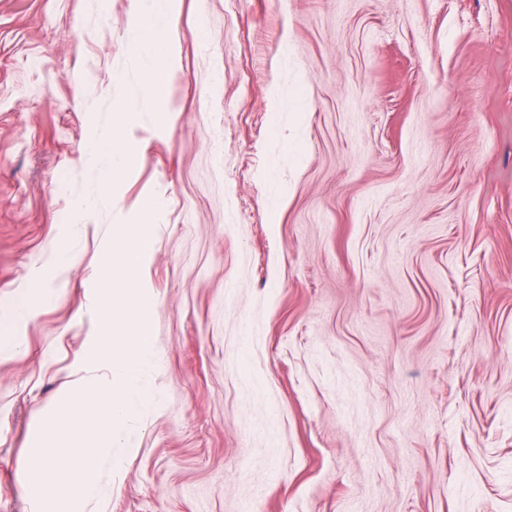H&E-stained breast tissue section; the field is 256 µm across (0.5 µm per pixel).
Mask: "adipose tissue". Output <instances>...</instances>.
Wrapping results in <instances>:
<instances>
[{
	"label": "adipose tissue",
	"instance_id": "obj_1",
	"mask_svg": "<svg viewBox=\"0 0 512 512\" xmlns=\"http://www.w3.org/2000/svg\"><path fill=\"white\" fill-rule=\"evenodd\" d=\"M175 7L176 0H139L131 23L129 51L140 66L143 88L156 96L161 93L169 69ZM138 119L139 114L132 107H118L113 113L111 133L96 134L89 140L86 158L108 161L100 172L101 198H111L113 184L123 177L134 158L125 133L137 124Z\"/></svg>",
	"mask_w": 512,
	"mask_h": 512
}]
</instances>
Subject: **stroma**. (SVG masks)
Here are the masks:
<instances>
[{"mask_svg":"<svg viewBox=\"0 0 512 512\" xmlns=\"http://www.w3.org/2000/svg\"><path fill=\"white\" fill-rule=\"evenodd\" d=\"M136 8L0 0V512L104 377L101 252L152 199L156 402L73 512H512V0H179L163 114ZM138 119L139 113L132 107H117L113 112L112 133L95 134L88 141L85 157L89 161L108 159L107 166L100 171L101 199H112L113 184L123 177L134 158L130 143L126 136L121 134L134 127Z\"/></svg>","mask_w":512,"mask_h":512,"instance_id":"obj_1","label":"stroma"}]
</instances>
